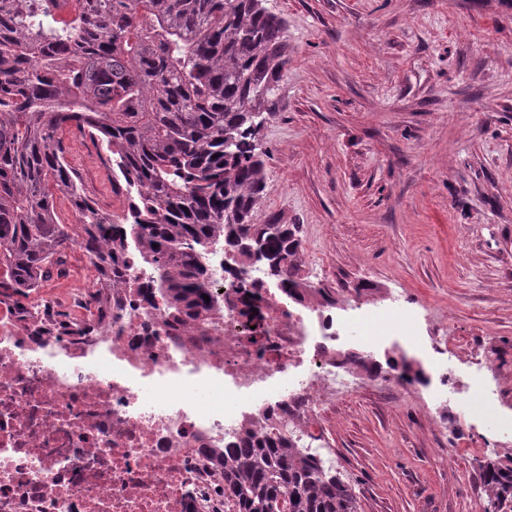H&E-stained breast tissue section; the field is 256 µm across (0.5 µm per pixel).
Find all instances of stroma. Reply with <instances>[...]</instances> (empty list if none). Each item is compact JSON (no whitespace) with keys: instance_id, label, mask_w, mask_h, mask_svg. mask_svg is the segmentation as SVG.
Masks as SVG:
<instances>
[{"instance_id":"obj_1","label":"stroma","mask_w":512,"mask_h":512,"mask_svg":"<svg viewBox=\"0 0 512 512\" xmlns=\"http://www.w3.org/2000/svg\"><path fill=\"white\" fill-rule=\"evenodd\" d=\"M268 3L290 63L261 131L255 220L298 225L337 321L376 312L373 359L406 355L429 380L405 393L367 376L337 394L322 428L332 468L358 512H485L479 464L512 455V433L432 396L441 365L459 382L481 371L512 419V0ZM63 138L87 197L122 215L105 145ZM95 289L75 245L30 300L73 314ZM394 297L404 314L386 315Z\"/></svg>"}]
</instances>
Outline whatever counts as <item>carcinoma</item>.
<instances>
[{
	"label": "carcinoma",
	"mask_w": 512,
	"mask_h": 512,
	"mask_svg": "<svg viewBox=\"0 0 512 512\" xmlns=\"http://www.w3.org/2000/svg\"><path fill=\"white\" fill-rule=\"evenodd\" d=\"M58 9L0 0V295L28 297L79 239L96 259L91 320L45 311L30 315L38 331L94 335L138 257L157 272L146 297L190 332L214 306L202 259L222 241L298 304L336 305L335 289L304 274L298 225L254 222L266 184L259 133L289 62L285 21L267 0H74L61 21ZM66 128L112 153L122 218L85 196ZM55 189L70 196L76 226L59 223ZM207 458L224 479L225 512H357L348 484L292 433L249 422ZM480 469L486 512H512V459Z\"/></svg>",
	"instance_id": "1"
}]
</instances>
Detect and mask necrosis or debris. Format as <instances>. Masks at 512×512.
<instances>
[{"label": "necrosis or debris", "instance_id": "1", "mask_svg": "<svg viewBox=\"0 0 512 512\" xmlns=\"http://www.w3.org/2000/svg\"><path fill=\"white\" fill-rule=\"evenodd\" d=\"M206 265L215 306L187 336H170L137 264L85 343L0 322V512H222L206 449L251 420L318 428L354 386L328 308L306 319L223 244Z\"/></svg>", "mask_w": 512, "mask_h": 512}]
</instances>
